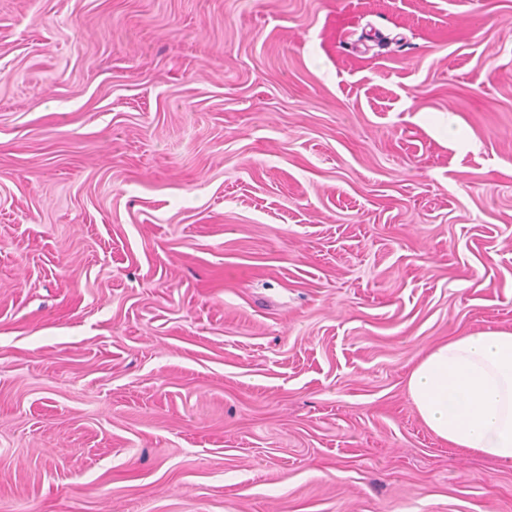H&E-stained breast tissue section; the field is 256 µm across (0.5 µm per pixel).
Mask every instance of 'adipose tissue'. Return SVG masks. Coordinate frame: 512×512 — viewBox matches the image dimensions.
Here are the masks:
<instances>
[{"mask_svg":"<svg viewBox=\"0 0 512 512\" xmlns=\"http://www.w3.org/2000/svg\"><path fill=\"white\" fill-rule=\"evenodd\" d=\"M407 390L421 420L449 447L512 462V331L449 337L417 358Z\"/></svg>","mask_w":512,"mask_h":512,"instance_id":"adipose-tissue-1","label":"adipose tissue"}]
</instances>
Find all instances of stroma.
I'll return each mask as SVG.
<instances>
[{
	"label": "stroma",
	"instance_id": "35a3bbf8",
	"mask_svg": "<svg viewBox=\"0 0 512 512\" xmlns=\"http://www.w3.org/2000/svg\"><path fill=\"white\" fill-rule=\"evenodd\" d=\"M508 329L512 0H0V512H512ZM407 390L421 420L449 447L512 462V331L448 337L417 358Z\"/></svg>",
	"mask_w": 512,
	"mask_h": 512
}]
</instances>
